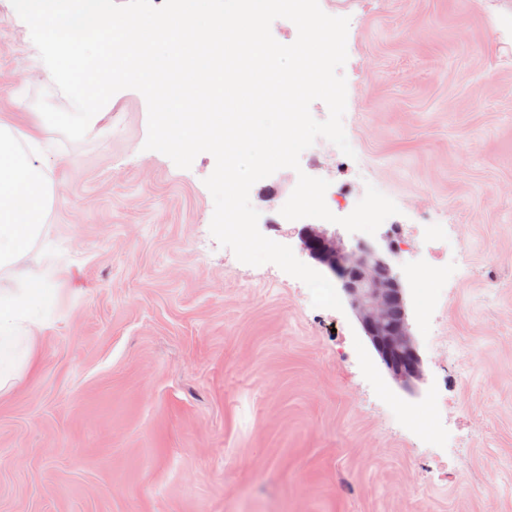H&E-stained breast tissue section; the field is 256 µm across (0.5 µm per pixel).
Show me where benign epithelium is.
<instances>
[{
    "instance_id": "obj_1",
    "label": "benign epithelium",
    "mask_w": 512,
    "mask_h": 512,
    "mask_svg": "<svg viewBox=\"0 0 512 512\" xmlns=\"http://www.w3.org/2000/svg\"><path fill=\"white\" fill-rule=\"evenodd\" d=\"M300 247L339 281L365 336L393 379L406 388L422 379L423 362L409 330L403 288L392 258L364 241L349 249L320 224L303 225Z\"/></svg>"
}]
</instances>
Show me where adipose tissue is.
Masks as SVG:
<instances>
[{
  "mask_svg": "<svg viewBox=\"0 0 512 512\" xmlns=\"http://www.w3.org/2000/svg\"><path fill=\"white\" fill-rule=\"evenodd\" d=\"M44 184L15 129L0 124V271L17 264L43 231ZM51 289H0V395L37 367L38 334L49 323Z\"/></svg>",
  "mask_w": 512,
  "mask_h": 512,
  "instance_id": "ef3b65f1",
  "label": "adipose tissue"
}]
</instances>
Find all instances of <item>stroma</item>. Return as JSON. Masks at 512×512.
Segmentation results:
<instances>
[{"label":"stroma","instance_id":"stroma-1","mask_svg":"<svg viewBox=\"0 0 512 512\" xmlns=\"http://www.w3.org/2000/svg\"><path fill=\"white\" fill-rule=\"evenodd\" d=\"M349 17L343 126L255 183L266 237L298 172L398 205L394 272L423 360L391 377L351 309L313 307L274 264L210 232V153L144 150L147 104L117 92L79 142L71 103L0 0V122L49 188L19 268L55 290L38 369L0 397V512H512V0H319ZM431 412L430 429L415 415Z\"/></svg>","mask_w":512,"mask_h":512}]
</instances>
